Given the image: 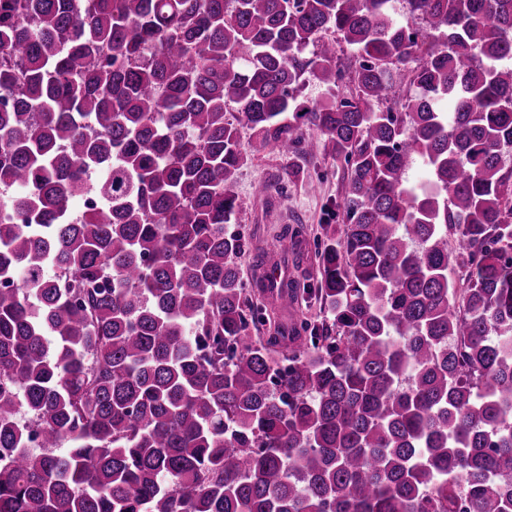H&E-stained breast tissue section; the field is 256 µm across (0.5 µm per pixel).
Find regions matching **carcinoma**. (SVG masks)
Returning <instances> with one entry per match:
<instances>
[{"mask_svg":"<svg viewBox=\"0 0 512 512\" xmlns=\"http://www.w3.org/2000/svg\"><path fill=\"white\" fill-rule=\"evenodd\" d=\"M391 2L0 0V512H512V0ZM241 128L347 167L309 284Z\"/></svg>","mask_w":512,"mask_h":512,"instance_id":"cac0c4a2","label":"carcinoma"}]
</instances>
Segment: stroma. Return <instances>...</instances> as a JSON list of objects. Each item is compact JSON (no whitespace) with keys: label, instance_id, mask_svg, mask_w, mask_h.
Returning <instances> with one entry per match:
<instances>
[{"label":"stroma","instance_id":"obj_1","mask_svg":"<svg viewBox=\"0 0 512 512\" xmlns=\"http://www.w3.org/2000/svg\"><path fill=\"white\" fill-rule=\"evenodd\" d=\"M241 139L249 160L237 175L235 192L238 208L229 226L246 241L242 259L243 280L253 287L252 266L258 257L273 261L278 249L274 238L283 226L301 228L302 234L293 245L299 256L290 267L291 276L299 280L311 278L315 272V251L320 225L342 221L346 166L328 154L299 160L297 153H287L274 146H259L249 131ZM300 162L298 177L288 175V166ZM265 183L266 194L255 192L257 183Z\"/></svg>","mask_w":512,"mask_h":512}]
</instances>
